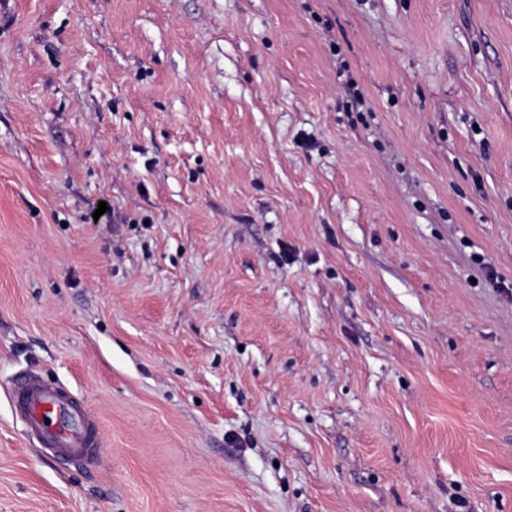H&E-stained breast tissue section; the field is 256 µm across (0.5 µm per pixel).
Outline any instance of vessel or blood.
<instances>
[{
    "label": "vessel or blood",
    "mask_w": 512,
    "mask_h": 512,
    "mask_svg": "<svg viewBox=\"0 0 512 512\" xmlns=\"http://www.w3.org/2000/svg\"><path fill=\"white\" fill-rule=\"evenodd\" d=\"M12 405L27 422L31 435L57 456L85 459L101 455L93 417L67 390L25 376L14 386Z\"/></svg>",
    "instance_id": "b4317fda"
}]
</instances>
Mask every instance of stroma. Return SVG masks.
<instances>
[{
  "instance_id": "1",
  "label": "stroma",
  "mask_w": 512,
  "mask_h": 512,
  "mask_svg": "<svg viewBox=\"0 0 512 512\" xmlns=\"http://www.w3.org/2000/svg\"><path fill=\"white\" fill-rule=\"evenodd\" d=\"M0 512H512V0H0ZM12 405L31 435L57 456L85 459L102 454L93 417L67 390L24 376L15 383Z\"/></svg>"
}]
</instances>
